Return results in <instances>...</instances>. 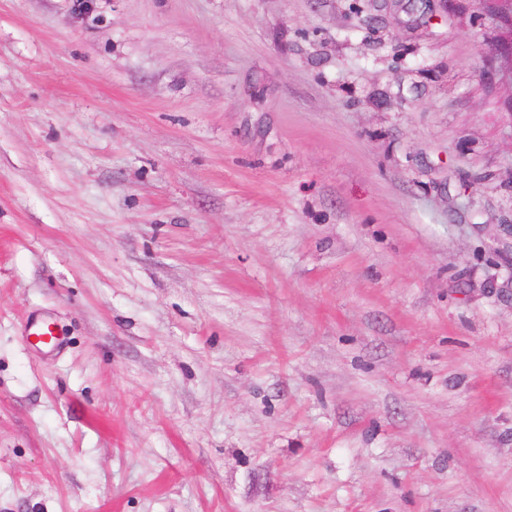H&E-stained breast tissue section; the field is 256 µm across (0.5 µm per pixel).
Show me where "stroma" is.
<instances>
[{"instance_id": "35a3bbf8", "label": "stroma", "mask_w": 512, "mask_h": 512, "mask_svg": "<svg viewBox=\"0 0 512 512\" xmlns=\"http://www.w3.org/2000/svg\"><path fill=\"white\" fill-rule=\"evenodd\" d=\"M500 37L0 0V512H512ZM24 334L30 338L33 345H40L49 351H56L62 346L60 336H55L50 325L39 318L27 321Z\"/></svg>"}]
</instances>
